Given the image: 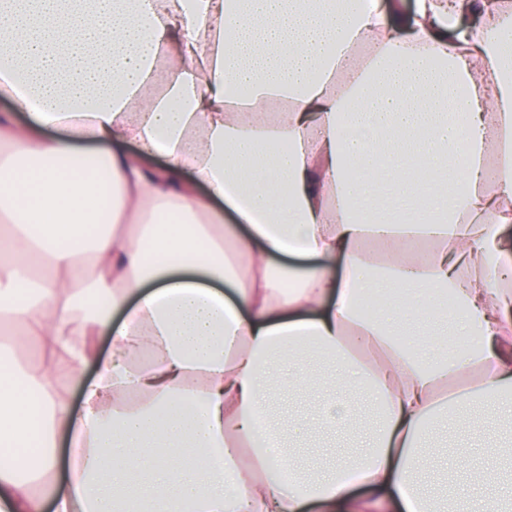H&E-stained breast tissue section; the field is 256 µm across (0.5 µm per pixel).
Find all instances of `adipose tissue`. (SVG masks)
Listing matches in <instances>:
<instances>
[{"mask_svg":"<svg viewBox=\"0 0 512 512\" xmlns=\"http://www.w3.org/2000/svg\"><path fill=\"white\" fill-rule=\"evenodd\" d=\"M238 2L0 0V323L43 360L0 363V512H435L432 429L512 414V5ZM283 383L323 397L298 432L362 433L343 391L381 425L298 468ZM458 464L448 512H512Z\"/></svg>","mask_w":512,"mask_h":512,"instance_id":"adipose-tissue-1","label":"adipose tissue"}]
</instances>
